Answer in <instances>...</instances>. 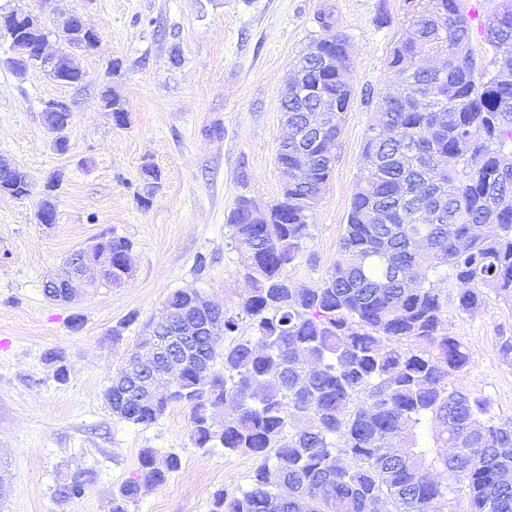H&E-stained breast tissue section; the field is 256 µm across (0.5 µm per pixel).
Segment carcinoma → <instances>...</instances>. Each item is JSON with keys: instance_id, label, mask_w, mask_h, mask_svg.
<instances>
[{"instance_id": "obj_1", "label": "carcinoma", "mask_w": 512, "mask_h": 512, "mask_svg": "<svg viewBox=\"0 0 512 512\" xmlns=\"http://www.w3.org/2000/svg\"><path fill=\"white\" fill-rule=\"evenodd\" d=\"M481 22L491 47L492 69L480 67L471 45L469 15L463 0H414L405 21L412 41L390 49L387 75L401 82L406 96L383 98L363 147L367 182L357 186L336 261L320 284L297 288L287 268L303 254L309 220L333 175L344 113L353 84L321 64L322 57L349 56L347 37L336 32L305 54L302 92L279 101L298 136L288 137L276 153L280 168H294L306 150L309 168L299 171L260 218L238 199L227 217L242 273L250 283L232 309L212 310L209 323L227 336L249 323L251 334L219 348L208 336L193 337L195 352L173 378V393L153 402L122 401L112 388L115 417L132 425L155 422L172 404L191 411V437L198 448H224L250 454L256 464L248 487L229 498L213 494L211 512H370L388 499L395 512H444L449 484L425 474L417 435L430 417L441 424L439 438L464 449L455 462L443 459L446 479L464 485L471 512H512V427L495 422L490 402L449 387L448 378L468 365L464 344L443 326L445 296L438 285L453 279L465 310L496 298L512 303V210L496 199L512 196V83L497 80V70H512V0H490ZM11 32H34L29 15L11 16ZM85 53L97 44L88 28L79 35L57 34ZM442 56L443 69L425 65ZM86 72L71 56L54 79L81 84ZM448 87V101L422 111L411 100L436 87ZM336 106V122L316 136L304 130L318 99ZM102 108L127 118L126 102L105 90ZM44 120L50 131L71 122L69 107L48 103ZM397 130L391 138L382 129ZM31 179L22 167L0 173V190L30 195ZM386 211L387 223L365 220L372 210ZM392 236L391 248L378 237ZM425 237L431 249L418 252L413 239ZM112 250V272L100 284L118 286L136 270L134 244L125 237L100 238L94 248ZM415 276L408 284L390 278V267ZM196 290H176L166 299L153 328L180 331L195 322ZM222 368H216L217 361ZM233 414L218 422L224 406ZM311 418L314 425L298 422ZM352 465L338 464V456ZM181 468L176 453L153 448L140 453L139 470L112 497V512L148 486L165 484ZM86 480L63 484V498L85 493Z\"/></svg>"}]
</instances>
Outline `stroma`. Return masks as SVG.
<instances>
[{
  "instance_id": "1",
  "label": "stroma",
  "mask_w": 512,
  "mask_h": 512,
  "mask_svg": "<svg viewBox=\"0 0 512 512\" xmlns=\"http://www.w3.org/2000/svg\"><path fill=\"white\" fill-rule=\"evenodd\" d=\"M16 8L41 13L53 29L83 14L98 43L81 56L87 78L75 86L39 69L16 75L0 41V156L33 180L26 198L0 194V459L11 471L0 512H110L145 448L177 453L182 466L164 485L142 488L128 512H210L216 490L232 496L248 485L254 459L195 447L190 411L180 405L147 426L120 422L104 391L171 292L194 288L226 308L246 292L227 216L239 197L262 207L280 198L285 177L275 156L288 134L280 90L306 47L333 28L349 39L354 100L306 252L288 269L298 285L327 276L364 176L363 145L386 89L389 52L406 29L403 2L0 0V9ZM382 10L391 19L385 26L376 22ZM108 88L127 103L126 126L100 107ZM51 101L72 112L63 154L44 123ZM146 163L160 175L151 191ZM53 174L57 222L47 228L35 213ZM104 234L133 242L134 276L86 289L68 305L48 301L46 279ZM442 290L444 326L469 355L450 387L489 399L497 422L512 424V360L499 351L512 336V306L492 299L466 311L455 282ZM51 350L65 356L66 383L53 377ZM77 475L85 494L60 500L58 486Z\"/></svg>"
}]
</instances>
